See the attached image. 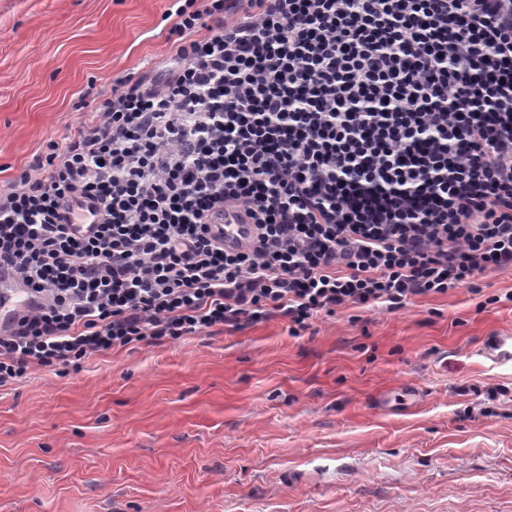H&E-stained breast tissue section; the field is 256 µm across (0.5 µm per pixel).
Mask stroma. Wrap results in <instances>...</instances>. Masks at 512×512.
Listing matches in <instances>:
<instances>
[{
	"label": "stroma",
	"mask_w": 512,
	"mask_h": 512,
	"mask_svg": "<svg viewBox=\"0 0 512 512\" xmlns=\"http://www.w3.org/2000/svg\"><path fill=\"white\" fill-rule=\"evenodd\" d=\"M168 0H0V182L166 53ZM512 270L404 308L273 317L0 389V512H512ZM477 355L488 364L490 369L512 372V331L505 330L487 336Z\"/></svg>",
	"instance_id": "stroma-1"
}]
</instances>
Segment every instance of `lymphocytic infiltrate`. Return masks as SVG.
<instances>
[{"label": "lymphocytic infiltrate", "instance_id": "f902f5d3", "mask_svg": "<svg viewBox=\"0 0 512 512\" xmlns=\"http://www.w3.org/2000/svg\"><path fill=\"white\" fill-rule=\"evenodd\" d=\"M122 79L0 186V387L273 316L403 308L512 269V0H170ZM98 203L91 235L59 223ZM242 207L255 246L209 220Z\"/></svg>", "mask_w": 512, "mask_h": 512}]
</instances>
